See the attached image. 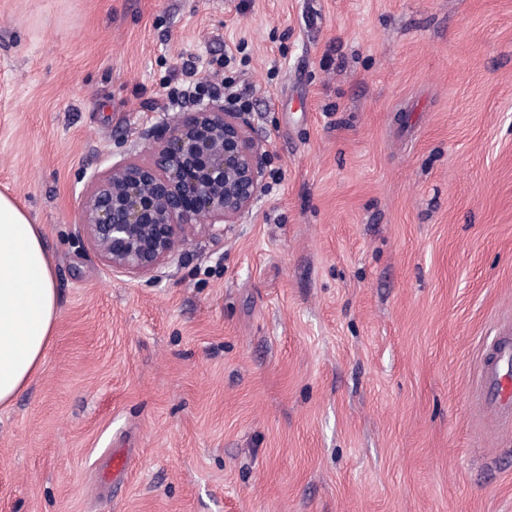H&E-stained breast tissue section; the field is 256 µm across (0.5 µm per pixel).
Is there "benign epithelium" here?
Segmentation results:
<instances>
[{"label":"benign epithelium","mask_w":512,"mask_h":512,"mask_svg":"<svg viewBox=\"0 0 512 512\" xmlns=\"http://www.w3.org/2000/svg\"><path fill=\"white\" fill-rule=\"evenodd\" d=\"M264 164L246 113L210 96L166 122L146 157L91 172L79 221L112 271L151 276L180 252L191 226L203 221L216 238L239 223L261 193Z\"/></svg>","instance_id":"1"}]
</instances>
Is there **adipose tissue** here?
<instances>
[{"label":"adipose tissue","mask_w":512,"mask_h":512,"mask_svg":"<svg viewBox=\"0 0 512 512\" xmlns=\"http://www.w3.org/2000/svg\"><path fill=\"white\" fill-rule=\"evenodd\" d=\"M57 315L53 260L40 228L0 193V406L40 372Z\"/></svg>","instance_id":"obj_1"}]
</instances>
